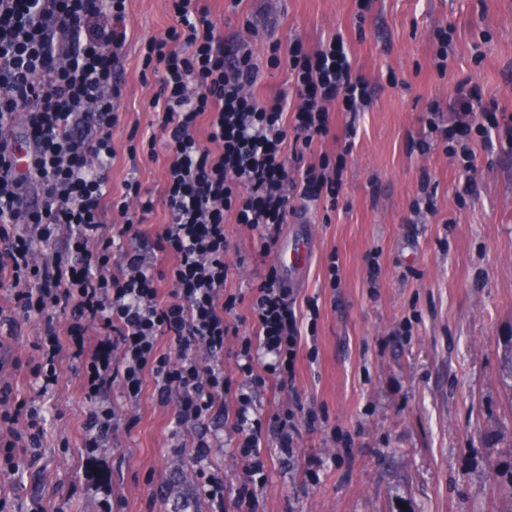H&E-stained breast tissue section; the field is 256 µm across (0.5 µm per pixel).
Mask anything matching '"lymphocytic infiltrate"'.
<instances>
[{
    "instance_id": "obj_1",
    "label": "lymphocytic infiltrate",
    "mask_w": 512,
    "mask_h": 512,
    "mask_svg": "<svg viewBox=\"0 0 512 512\" xmlns=\"http://www.w3.org/2000/svg\"><path fill=\"white\" fill-rule=\"evenodd\" d=\"M172 7L176 25L143 46V69L159 77L151 105L159 110L167 157L168 220L149 249L141 224L153 201L140 182L126 181L120 199L104 203L115 157L126 0H0V286L11 301L0 306V325L14 326L18 312L42 320L31 368L40 393L56 386L63 360L77 363L90 405L84 444L90 453L112 433L113 378L133 402L145 378H153L158 401L176 402L180 426L204 421L233 396L232 430L245 474L235 496L241 512H256L265 440L252 416L255 399L268 381L292 386L302 320L278 268L269 267L249 306L254 333L238 342L241 378L225 372L224 344L241 299L224 292V219L255 232L266 254L288 221L290 185L300 183L302 197L337 204L345 153L307 166L304 151L328 136L329 103L354 112L370 93L337 35L311 52L291 44L295 107L283 96L259 99L251 91L256 72L247 44L226 46L198 0H172ZM423 123L458 158L470 187L473 143L512 144V115L493 102L477 117L444 116L435 102ZM20 141L27 148L23 171L15 160ZM292 168L298 178L289 177ZM31 188L40 196L34 205L26 200ZM110 208L121 223L106 224ZM119 238L131 246L116 262L112 246ZM157 251L172 259L161 275ZM162 278L174 286L166 302ZM56 311L70 315L65 330L52 323ZM163 338L165 352L158 347ZM11 394L0 385V471L14 473L21 465L17 449L40 447L43 428L33 403L12 401Z\"/></svg>"
}]
</instances>
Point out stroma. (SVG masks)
<instances>
[{
	"label": "stroma",
	"mask_w": 512,
	"mask_h": 512,
	"mask_svg": "<svg viewBox=\"0 0 512 512\" xmlns=\"http://www.w3.org/2000/svg\"><path fill=\"white\" fill-rule=\"evenodd\" d=\"M203 3L225 41L251 45L257 96L296 104L290 44L313 50L337 34L371 88L359 111L329 104L332 136L306 156L315 163L351 142L336 208L297 207L277 236L282 243L296 224L311 226V263L293 297L298 314L313 299L319 315L314 336L300 340L293 388L270 385L258 396L265 431L274 414L297 413L292 454L269 441L258 512H512V388L501 379L502 338L512 333V145L476 148V187L462 205L465 179L444 144L417 147L427 107H451L457 87L512 113V0H372L363 13L356 0ZM175 23L169 0L127 2L108 176L113 193L133 178L152 197L142 225L150 237L168 217L166 156L129 158L128 137L161 133L148 108L159 82L142 74V44ZM446 26L453 51L441 74L434 33ZM425 175L436 189L432 215L412 208ZM224 234L225 289L250 295L256 270L276 258L259 257L245 226L226 221ZM38 337V323L21 317L0 334V383L34 399L43 427L36 463L0 475V497L16 512H101L102 485L112 488V512H211L192 459L202 430L208 470L224 479V512H240L243 464L230 419L179 427L153 380L134 404L115 384L110 444L88 457L81 377L63 361L53 393L38 396L29 372ZM309 411L319 417L312 427Z\"/></svg>",
	"instance_id": "obj_1"
}]
</instances>
